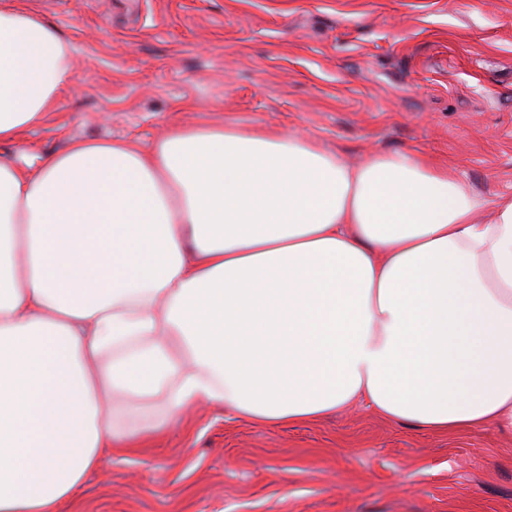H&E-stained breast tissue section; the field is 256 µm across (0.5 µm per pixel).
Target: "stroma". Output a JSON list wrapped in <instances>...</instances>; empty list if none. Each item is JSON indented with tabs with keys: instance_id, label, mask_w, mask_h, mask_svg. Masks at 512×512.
<instances>
[{
	"instance_id": "35a3bbf8",
	"label": "stroma",
	"mask_w": 512,
	"mask_h": 512,
	"mask_svg": "<svg viewBox=\"0 0 512 512\" xmlns=\"http://www.w3.org/2000/svg\"><path fill=\"white\" fill-rule=\"evenodd\" d=\"M75 80L0 160L74 139L148 146L176 123L280 129L356 163L422 151L487 204L512 193V0H24ZM104 457L61 512H512V437L368 411L262 426L214 406Z\"/></svg>"
}]
</instances>
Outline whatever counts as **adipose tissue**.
I'll return each instance as SVG.
<instances>
[{
    "label": "adipose tissue",
    "mask_w": 512,
    "mask_h": 512,
    "mask_svg": "<svg viewBox=\"0 0 512 512\" xmlns=\"http://www.w3.org/2000/svg\"><path fill=\"white\" fill-rule=\"evenodd\" d=\"M73 80L59 30L0 0V142ZM149 398L512 432V197L421 152L351 165L218 125L0 162V512H58L147 436L112 416Z\"/></svg>",
    "instance_id": "adipose-tissue-1"
}]
</instances>
